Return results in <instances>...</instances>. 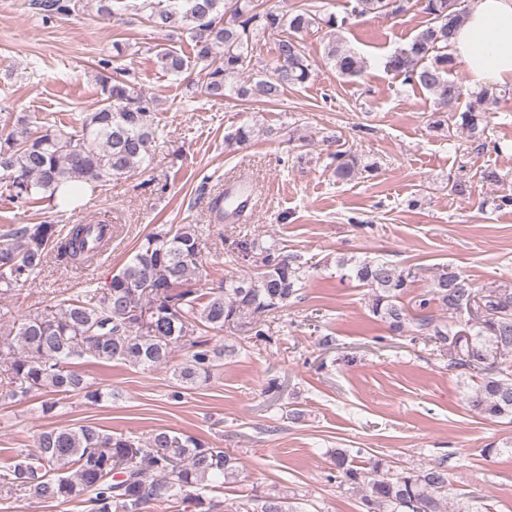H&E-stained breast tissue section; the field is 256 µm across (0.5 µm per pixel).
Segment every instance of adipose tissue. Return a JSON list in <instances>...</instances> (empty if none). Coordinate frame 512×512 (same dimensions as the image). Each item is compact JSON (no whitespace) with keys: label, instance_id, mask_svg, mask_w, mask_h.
I'll return each instance as SVG.
<instances>
[{"label":"adipose tissue","instance_id":"1","mask_svg":"<svg viewBox=\"0 0 512 512\" xmlns=\"http://www.w3.org/2000/svg\"><path fill=\"white\" fill-rule=\"evenodd\" d=\"M452 52L472 86L512 85V0H468Z\"/></svg>","mask_w":512,"mask_h":512}]
</instances>
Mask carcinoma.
Masks as SVG:
<instances>
[{
	"label": "carcinoma",
	"mask_w": 512,
	"mask_h": 512,
	"mask_svg": "<svg viewBox=\"0 0 512 512\" xmlns=\"http://www.w3.org/2000/svg\"><path fill=\"white\" fill-rule=\"evenodd\" d=\"M409 0H353L341 16H323L313 3L267 7L264 0H103L100 10L132 8L152 27L183 29L193 42V58L162 47L156 52L166 73L182 76L190 67L204 72L206 94L215 101L235 95L243 101L274 102L292 86L306 83L315 63L297 34L323 25L330 29L324 57L343 77H356L364 59L340 43L337 33L369 14L400 16ZM41 19L71 16L83 0H34ZM430 17L426 28L406 46L385 58L386 70L403 82L425 89L434 98L441 130L452 113L455 124L483 135L489 105L501 91L486 87L465 110H458L462 85L453 78L455 58L449 53L465 13L457 0H415ZM278 36L276 55L266 70L255 72L252 41L257 34ZM100 77L101 100L68 131L47 123L34 131L27 116L5 120L0 127V184L16 204L48 199L71 205L85 194L153 162L160 130L156 100L126 79L124 68ZM254 136L249 125L224 136L231 148ZM336 180L348 182L367 172L360 156L338 149L329 155ZM210 223L236 219L241 211L224 205V191L211 194ZM112 241L105 224H72L65 232L54 224H8L0 230V288L12 291L33 280L53 252L66 265L92 262ZM204 243L193 224L164 225L148 234L136 253L107 288L86 290L59 305L55 312H31L0 338V360L9 364L0 379V401L22 400L36 393L65 397L82 392L96 402L102 393L85 382L72 361L90 356L100 362H124L149 371L170 366L174 386L186 389L210 377L224 348L212 345L209 333L226 325L245 328L258 340L268 335L267 314L297 296L306 266L296 257L254 240L233 243V251L251 262L252 273L203 291L183 282L203 266ZM351 276L368 288L369 307L395 336L412 343L433 342L448 351V368L474 374L465 395L474 414L512 424V287L475 290L461 272L450 270L433 279L431 289L414 306L402 302L409 276L387 261L359 260ZM464 322H442L432 307ZM187 359L174 364L177 346ZM363 449L338 448L332 454L329 480L359 495L366 512H449L448 472L444 463L395 470L381 459L360 466ZM236 477L233 459L222 448L162 431L148 438L106 433L93 425L55 428L42 433L36 447L19 450L0 480L44 501L81 499L88 512H151L160 503L181 499L207 507L215 504L194 493L221 489ZM253 512H295L287 497L268 493L254 500Z\"/></svg>",
	"instance_id": "obj_1"
}]
</instances>
